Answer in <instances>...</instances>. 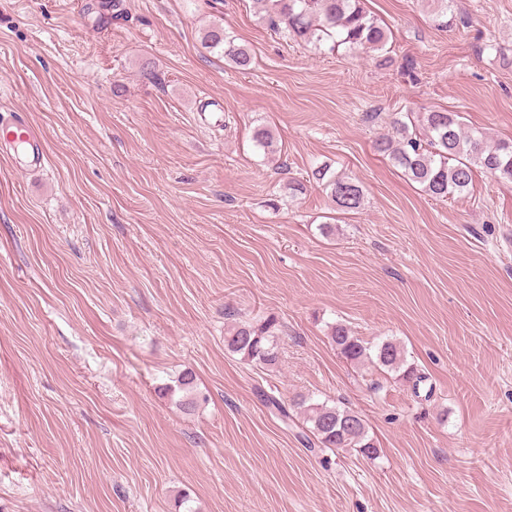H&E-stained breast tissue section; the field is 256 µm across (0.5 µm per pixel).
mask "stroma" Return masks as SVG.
<instances>
[{
  "instance_id": "stroma-1",
  "label": "stroma",
  "mask_w": 512,
  "mask_h": 512,
  "mask_svg": "<svg viewBox=\"0 0 512 512\" xmlns=\"http://www.w3.org/2000/svg\"><path fill=\"white\" fill-rule=\"evenodd\" d=\"M392 64L275 33L254 0H0V512H512V184L437 201L376 139L437 106L512 139V0H364ZM223 19L253 63L201 45ZM271 127L281 157L252 141ZM357 177L335 215L308 175ZM306 184L290 196L288 180ZM275 317L265 370L224 346ZM398 342L427 377L343 358ZM192 370V413L159 385ZM358 411L305 447L261 392ZM330 339L336 346L339 353L348 361L353 363L372 362L379 368L399 372L402 371L403 378L412 381V387L416 389L427 377L420 373L413 365H407L404 349L393 341H383L377 345L369 346L357 336H354L345 324L334 323L330 325Z\"/></svg>"
}]
</instances>
